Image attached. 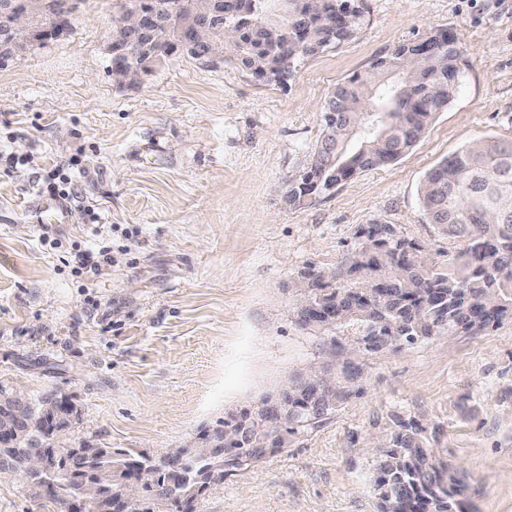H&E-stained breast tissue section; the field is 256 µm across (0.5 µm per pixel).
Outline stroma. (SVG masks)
Listing matches in <instances>:
<instances>
[{
	"label": "stroma",
	"instance_id": "obj_1",
	"mask_svg": "<svg viewBox=\"0 0 512 512\" xmlns=\"http://www.w3.org/2000/svg\"><path fill=\"white\" fill-rule=\"evenodd\" d=\"M352 40L306 58L286 85L178 55L134 85L111 78L112 0H82L60 39L0 63V151L33 156L0 177V388L68 399L69 442L157 458L278 394L312 366L355 374L320 427L227 476L190 512H377L371 480L398 421L414 420L467 487L471 512H512V319L365 351L302 326L295 282L338 268L365 224L393 225L444 260L426 173L463 145L512 137V0H360ZM453 27L467 46L448 110L392 164L300 207L286 192L336 85L395 46ZM60 169L94 224L44 231L20 210ZM109 264L76 275L84 254ZM0 512H60L14 474Z\"/></svg>",
	"mask_w": 512,
	"mask_h": 512
}]
</instances>
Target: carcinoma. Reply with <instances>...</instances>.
<instances>
[{"mask_svg": "<svg viewBox=\"0 0 512 512\" xmlns=\"http://www.w3.org/2000/svg\"><path fill=\"white\" fill-rule=\"evenodd\" d=\"M349 0H325L312 11L304 0H292L288 14H267V0H233V9L251 13L252 22L238 29L225 48L233 61L264 82L285 83L304 58L354 37L363 14ZM200 0H172L176 11L161 15L145 30L112 32L111 65L142 75L181 53L202 58L207 44L177 23L195 14ZM0 59L24 51L34 40L49 41L62 29L48 21L32 29L13 26L11 13L0 9ZM447 38L430 31L431 50L413 68L403 53L413 44L394 47L375 59L362 75L336 86L320 116L321 140L311 163L288 188V204L300 206L323 194L322 186L340 184L358 171L388 165L408 152L436 116L454 100L467 63V50L451 29ZM420 199L430 223L462 248L438 262L391 224H364L359 250L335 271L336 284L321 283L310 270L301 278L302 304L336 310L330 323L308 321L298 308L301 325L322 333L349 327L369 352L391 345H413L460 330L484 329L512 316V138H489L467 145L442 160L425 176ZM350 379L335 378L329 387L309 376L288 382L280 395L253 411L231 415L209 437L235 441L209 455L193 446L158 459L136 458L129 451L86 444L77 451L53 448L57 428H70L73 408L51 398L0 409V428L11 429V441L0 445V468L23 470L41 456L47 470L29 477L35 495L67 504L74 495L93 500L94 512H154L171 504L185 508L224 478L280 452L288 437L314 429L350 395ZM270 409L286 421L270 441ZM372 489L380 512H468L466 486L448 463L436 457L426 430L401 420L377 461Z\"/></svg>", "mask_w": 512, "mask_h": 512, "instance_id": "obj_1", "label": "carcinoma"}]
</instances>
